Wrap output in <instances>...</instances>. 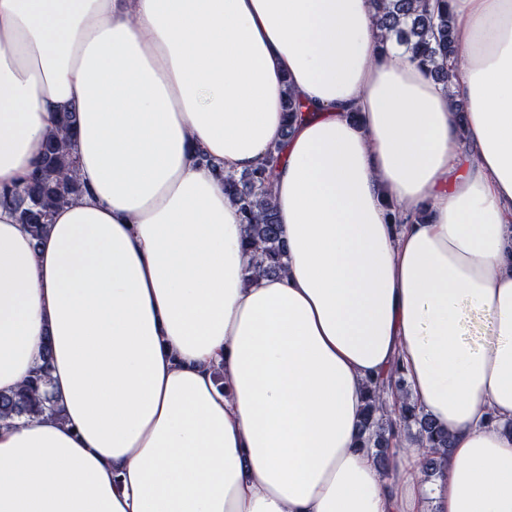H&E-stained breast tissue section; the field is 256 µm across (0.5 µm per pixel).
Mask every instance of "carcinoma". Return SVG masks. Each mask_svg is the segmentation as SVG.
Masks as SVG:
<instances>
[{
    "label": "carcinoma",
    "instance_id": "1",
    "mask_svg": "<svg viewBox=\"0 0 512 512\" xmlns=\"http://www.w3.org/2000/svg\"><path fill=\"white\" fill-rule=\"evenodd\" d=\"M373 7V24L381 44L393 40L405 47L436 83L449 90L458 78L460 56L449 0H373ZM303 108L300 100L288 94L285 133L291 132ZM75 122L76 113H59L56 130L46 139L43 152L22 189L3 197L36 241L46 233L53 210L80 194L70 148ZM280 159V149L275 148L261 167L238 178H224V191L239 205L244 218L245 246L256 276L285 272L286 242L269 191L273 167ZM50 360L51 345L47 344L33 375L17 389L0 393L1 424L55 410L45 390ZM393 393L401 394L402 401L391 412L387 398ZM401 437L422 450L421 468L427 476L440 473L441 457L450 448L448 434L409 397L397 363L385 379L368 385L359 442L360 447L371 453L378 471L386 476L395 466L391 448Z\"/></svg>",
    "mask_w": 512,
    "mask_h": 512
}]
</instances>
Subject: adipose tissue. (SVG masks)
Returning <instances> with one entry per match:
<instances>
[{
  "label": "adipose tissue",
  "mask_w": 512,
  "mask_h": 512,
  "mask_svg": "<svg viewBox=\"0 0 512 512\" xmlns=\"http://www.w3.org/2000/svg\"><path fill=\"white\" fill-rule=\"evenodd\" d=\"M449 2L448 95L371 0H0V192L66 107L82 188L37 241L0 205V391L48 343L61 409L0 425V512H512V0ZM275 145L256 277L224 179ZM396 362L431 488L359 446Z\"/></svg>",
  "instance_id": "adipose-tissue-1"
}]
</instances>
